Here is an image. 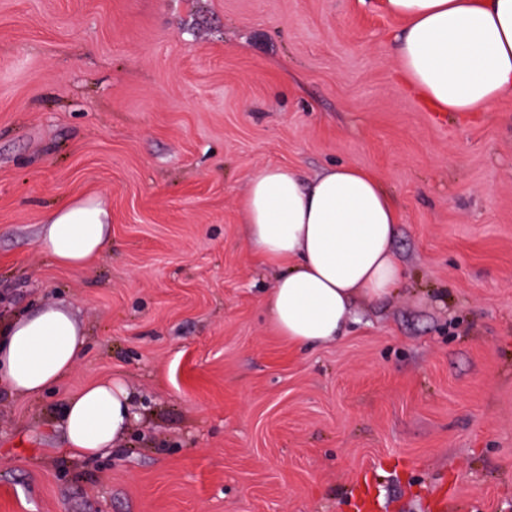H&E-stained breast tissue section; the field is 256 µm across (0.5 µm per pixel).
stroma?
<instances>
[{
  "label": "stroma",
  "instance_id": "1",
  "mask_svg": "<svg viewBox=\"0 0 512 512\" xmlns=\"http://www.w3.org/2000/svg\"><path fill=\"white\" fill-rule=\"evenodd\" d=\"M380 0H0V316L87 331L38 398L0 389V512H512V97L439 118ZM370 170L404 277L336 342L274 328L242 196L265 165ZM112 209L84 272L43 211ZM112 377L146 407L77 462L49 417Z\"/></svg>",
  "mask_w": 512,
  "mask_h": 512
}]
</instances>
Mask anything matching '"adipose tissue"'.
Segmentation results:
<instances>
[{"label":"adipose tissue","mask_w":512,"mask_h":512,"mask_svg":"<svg viewBox=\"0 0 512 512\" xmlns=\"http://www.w3.org/2000/svg\"><path fill=\"white\" fill-rule=\"evenodd\" d=\"M403 28L399 74L433 111L483 112L512 95V0H381ZM244 222L262 266L277 269L267 306L280 335L308 348L343 336L355 300L379 301L399 281L400 209L369 171L336 166L302 179L267 165L249 179ZM38 244L78 272L112 249V209L100 196L44 210ZM86 331L69 305L42 304L0 323V380L35 397L76 366ZM134 419L123 381L90 384L65 400L53 427L76 459L108 454Z\"/></svg>","instance_id":"adipose-tissue-1"}]
</instances>
